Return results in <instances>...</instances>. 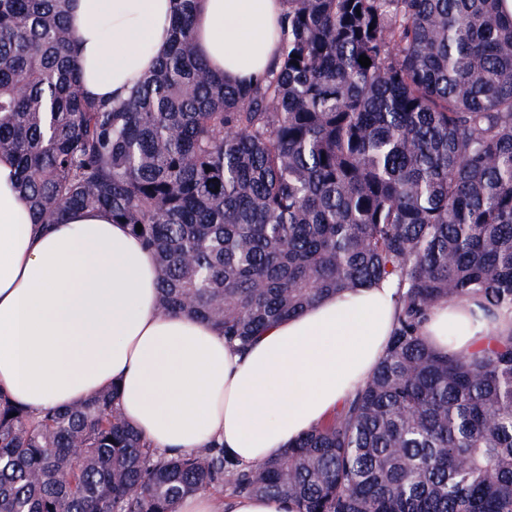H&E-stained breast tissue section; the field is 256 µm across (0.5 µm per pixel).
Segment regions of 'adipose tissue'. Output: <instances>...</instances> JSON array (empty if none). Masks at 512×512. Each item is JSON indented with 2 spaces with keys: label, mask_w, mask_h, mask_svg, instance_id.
<instances>
[{
  "label": "adipose tissue",
  "mask_w": 512,
  "mask_h": 512,
  "mask_svg": "<svg viewBox=\"0 0 512 512\" xmlns=\"http://www.w3.org/2000/svg\"><path fill=\"white\" fill-rule=\"evenodd\" d=\"M174 0H74L81 88L124 93L169 50ZM284 0H198L196 54L228 85L276 57ZM0 155V390L32 415L115 387L119 407L153 448L183 455L210 441L254 465L325 421L366 383L397 318L392 281L341 291L261 331L246 351L190 315L162 313L156 266L125 225L100 210L37 224ZM512 312L482 316L441 301L425 334L470 355ZM177 512H292L288 501L199 493Z\"/></svg>",
  "instance_id": "obj_1"
}]
</instances>
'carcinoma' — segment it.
I'll return each mask as SVG.
<instances>
[{"mask_svg": "<svg viewBox=\"0 0 512 512\" xmlns=\"http://www.w3.org/2000/svg\"><path fill=\"white\" fill-rule=\"evenodd\" d=\"M72 2L0 0V154L34 223L107 212L154 260L160 310L243 349L385 279L398 316L347 405L255 466L156 453L113 388L37 419L0 390V512H176L199 492L512 512V330L471 358L423 333L442 299L512 309L507 0H286L277 61L235 86L176 0L169 54L118 99L81 89Z\"/></svg>", "mask_w": 512, "mask_h": 512, "instance_id": "carcinoma-1", "label": "carcinoma"}]
</instances>
